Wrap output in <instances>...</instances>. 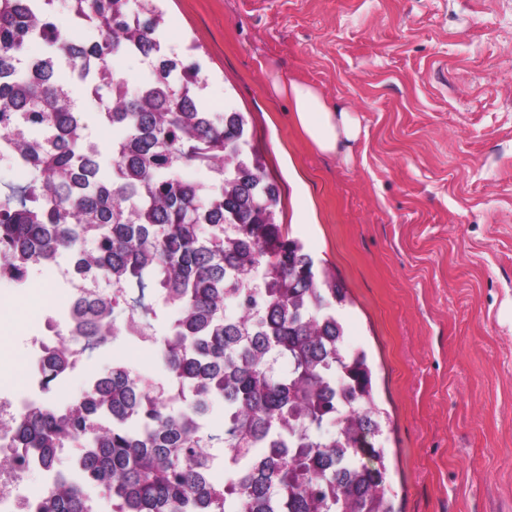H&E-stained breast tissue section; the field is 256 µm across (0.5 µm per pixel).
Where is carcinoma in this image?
<instances>
[{"label": "carcinoma", "instance_id": "carcinoma-1", "mask_svg": "<svg viewBox=\"0 0 512 512\" xmlns=\"http://www.w3.org/2000/svg\"><path fill=\"white\" fill-rule=\"evenodd\" d=\"M52 2L0 0V127L22 112L42 129L13 134L32 178L0 192V279L64 254L78 279L44 391L121 331L154 342L170 382L117 361L68 407L12 418L13 447L53 475L37 512H97L85 486L112 512H395L376 443L387 416L336 313L348 290L277 222L244 113L204 103L199 65L165 51L153 0H68L93 42L62 34ZM35 40L74 68L98 61L99 126L122 131L108 157L76 148L78 85L28 56ZM128 56L151 67L135 92ZM190 167L218 174L194 181ZM217 405L222 435L204 426ZM63 448L75 478L54 469Z\"/></svg>", "mask_w": 512, "mask_h": 512}]
</instances>
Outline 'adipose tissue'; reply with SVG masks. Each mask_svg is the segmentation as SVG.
<instances>
[{
    "label": "adipose tissue",
    "instance_id": "obj_1",
    "mask_svg": "<svg viewBox=\"0 0 512 512\" xmlns=\"http://www.w3.org/2000/svg\"><path fill=\"white\" fill-rule=\"evenodd\" d=\"M268 85L287 100L293 122L320 153L336 156L344 164L353 160L354 147L364 134L356 112L342 102L327 101L315 85L279 72L271 73Z\"/></svg>",
    "mask_w": 512,
    "mask_h": 512
}]
</instances>
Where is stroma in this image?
Returning a JSON list of instances; mask_svg holds the SVG:
<instances>
[{
	"instance_id": "35a3bbf8",
	"label": "stroma",
	"mask_w": 512,
	"mask_h": 512,
	"mask_svg": "<svg viewBox=\"0 0 512 512\" xmlns=\"http://www.w3.org/2000/svg\"><path fill=\"white\" fill-rule=\"evenodd\" d=\"M176 54L195 45L213 111L244 112L280 190L277 220L334 266L388 414L395 512H512V0H160ZM358 112L351 164L319 153L267 91L264 65ZM0 281V397L24 388L34 335ZM85 353L53 396L74 401L115 361Z\"/></svg>"
}]
</instances>
